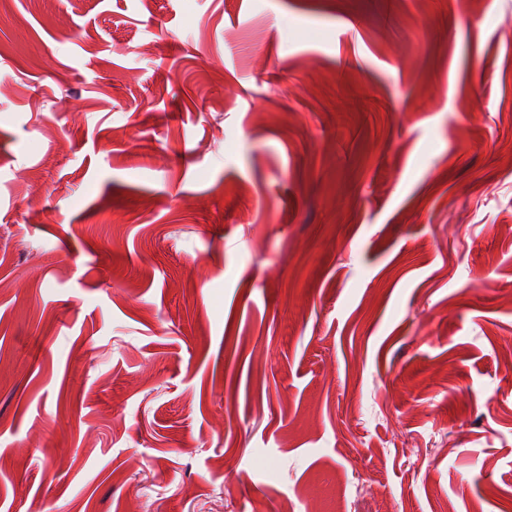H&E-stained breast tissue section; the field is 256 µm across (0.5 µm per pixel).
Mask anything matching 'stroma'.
I'll use <instances>...</instances> for the list:
<instances>
[{
  "instance_id": "1",
  "label": "stroma",
  "mask_w": 512,
  "mask_h": 512,
  "mask_svg": "<svg viewBox=\"0 0 512 512\" xmlns=\"http://www.w3.org/2000/svg\"><path fill=\"white\" fill-rule=\"evenodd\" d=\"M507 29L0 0V512H512Z\"/></svg>"
}]
</instances>
